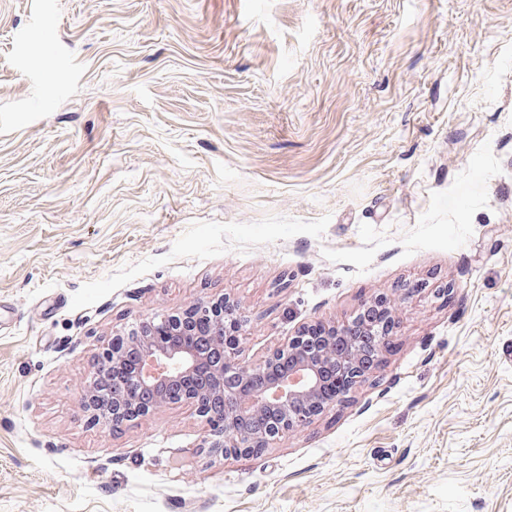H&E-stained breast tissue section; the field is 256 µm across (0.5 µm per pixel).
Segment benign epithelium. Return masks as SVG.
Returning <instances> with one entry per match:
<instances>
[{
    "label": "benign epithelium",
    "instance_id": "7a95c632",
    "mask_svg": "<svg viewBox=\"0 0 512 512\" xmlns=\"http://www.w3.org/2000/svg\"><path fill=\"white\" fill-rule=\"evenodd\" d=\"M195 318L211 321V343L170 348L152 338L160 322L185 330ZM393 329L390 318L368 323L364 336L358 338L349 334L348 325L333 324L327 326L328 335L318 340L303 327L263 364L251 367L237 359L242 325L230 300L202 301L142 321L125 336L112 337L100 352L104 364L98 369L123 362L130 349L139 350L137 391L114 389L99 395L94 392V373L80 396V406L91 422L117 430L163 404L189 400L211 434L223 438L215 447L227 454L254 453L336 404L326 391L329 373L342 376L348 388L362 382L370 371L358 359L362 345L382 351Z\"/></svg>",
    "mask_w": 512,
    "mask_h": 512
}]
</instances>
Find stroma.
Returning a JSON list of instances; mask_svg holds the SVG:
<instances>
[{"label": "stroma", "instance_id": "1", "mask_svg": "<svg viewBox=\"0 0 512 512\" xmlns=\"http://www.w3.org/2000/svg\"><path fill=\"white\" fill-rule=\"evenodd\" d=\"M225 297L238 359L393 309L259 453L78 405ZM0 512H512V0H0Z\"/></svg>", "mask_w": 512, "mask_h": 512}]
</instances>
